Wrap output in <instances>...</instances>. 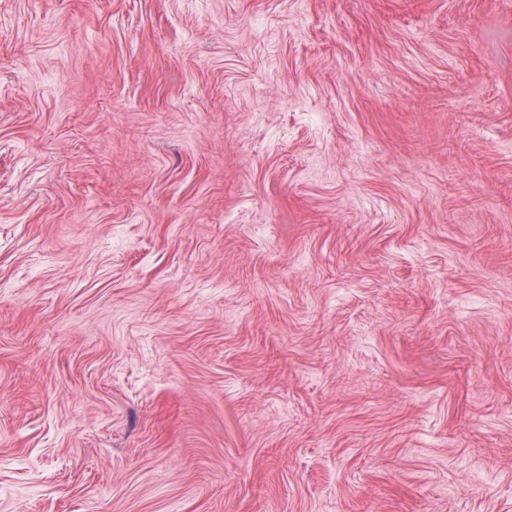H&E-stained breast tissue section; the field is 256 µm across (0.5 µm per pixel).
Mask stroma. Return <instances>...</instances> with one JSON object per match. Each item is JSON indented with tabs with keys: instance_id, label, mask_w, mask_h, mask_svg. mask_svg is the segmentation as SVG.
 I'll return each instance as SVG.
<instances>
[{
	"instance_id": "1",
	"label": "stroma",
	"mask_w": 512,
	"mask_h": 512,
	"mask_svg": "<svg viewBox=\"0 0 512 512\" xmlns=\"http://www.w3.org/2000/svg\"><path fill=\"white\" fill-rule=\"evenodd\" d=\"M0 512H512V0H0Z\"/></svg>"
}]
</instances>
